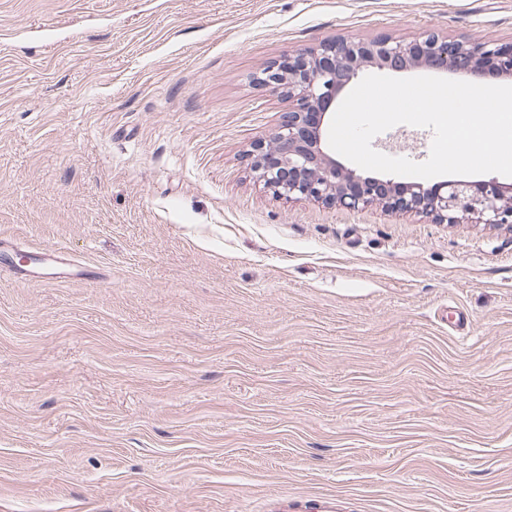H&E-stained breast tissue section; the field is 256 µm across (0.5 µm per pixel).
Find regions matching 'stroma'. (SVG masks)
Wrapping results in <instances>:
<instances>
[{"instance_id": "obj_1", "label": "stroma", "mask_w": 512, "mask_h": 512, "mask_svg": "<svg viewBox=\"0 0 512 512\" xmlns=\"http://www.w3.org/2000/svg\"><path fill=\"white\" fill-rule=\"evenodd\" d=\"M425 31L512 0H0V237L92 270L0 274V512H512V230L245 161L266 64Z\"/></svg>"}]
</instances>
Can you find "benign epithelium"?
<instances>
[{
    "instance_id": "obj_1",
    "label": "benign epithelium",
    "mask_w": 512,
    "mask_h": 512,
    "mask_svg": "<svg viewBox=\"0 0 512 512\" xmlns=\"http://www.w3.org/2000/svg\"><path fill=\"white\" fill-rule=\"evenodd\" d=\"M366 67L404 72L426 68L464 73L478 83L489 75L512 77V42L450 40L434 32L405 42L332 39L295 50L264 67L255 81L288 101L267 139L251 153L250 170L274 195L308 198L347 210L378 206L417 213L436 224L473 220L512 230V199L490 180H446L432 186L362 176L330 151L326 128L336 102Z\"/></svg>"
}]
</instances>
